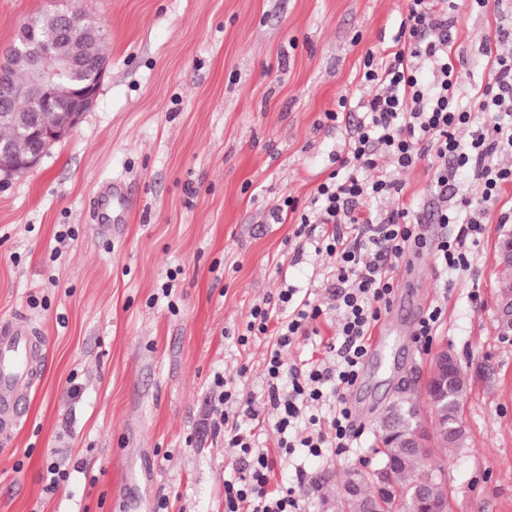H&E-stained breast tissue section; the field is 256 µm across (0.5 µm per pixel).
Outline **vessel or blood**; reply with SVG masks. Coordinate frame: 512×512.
I'll use <instances>...</instances> for the list:
<instances>
[{"instance_id": "1", "label": "vessel or blood", "mask_w": 512, "mask_h": 512, "mask_svg": "<svg viewBox=\"0 0 512 512\" xmlns=\"http://www.w3.org/2000/svg\"><path fill=\"white\" fill-rule=\"evenodd\" d=\"M44 351L25 320L0 327V441L9 442L23 416V404L33 389L37 375L34 365Z\"/></svg>"}]
</instances>
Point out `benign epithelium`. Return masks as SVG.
<instances>
[{"instance_id": "obj_1", "label": "benign epithelium", "mask_w": 512, "mask_h": 512, "mask_svg": "<svg viewBox=\"0 0 512 512\" xmlns=\"http://www.w3.org/2000/svg\"><path fill=\"white\" fill-rule=\"evenodd\" d=\"M51 4L52 8L46 14L52 16L68 39L87 34L83 26L84 19L68 7L67 0H51ZM12 54L22 58L27 81L21 85L0 84V115L11 116L18 111L26 113L21 120L20 132L29 139L30 150L26 156L16 157L7 146L0 143V174L5 177L23 175L35 168L50 149L73 130L82 116L95 105L101 81L109 65L107 60H86L74 52L70 44L63 43L53 51L56 68L46 69L42 64L43 51L34 45L31 28L26 23L19 29ZM80 71L91 72L90 81L84 84L70 82L71 76ZM56 106H64L70 113L66 124L50 129L40 127L37 114L43 109ZM496 258L501 268L512 270V235H506L499 241ZM498 321L500 334L511 336V293L500 297L498 301ZM458 363L456 354L449 350L437 355L434 394L448 392V370Z\"/></svg>"}]
</instances>
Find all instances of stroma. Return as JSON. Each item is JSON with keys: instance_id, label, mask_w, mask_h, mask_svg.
Returning <instances> with one entry per match:
<instances>
[{"instance_id": "obj_1", "label": "stroma", "mask_w": 512, "mask_h": 512, "mask_svg": "<svg viewBox=\"0 0 512 512\" xmlns=\"http://www.w3.org/2000/svg\"><path fill=\"white\" fill-rule=\"evenodd\" d=\"M107 36L109 67L95 106L40 164L0 181V325L28 319L46 340L41 384L10 444H0V512H224V480L239 466L207 420L215 372L244 396L263 394L266 341L239 344L251 308L277 288L309 290L324 309L317 336L290 359L324 357L338 330L325 290V255L299 263L284 199L306 202L336 169L347 135L326 120L365 90L367 51L394 35L408 0H73ZM49 0H0V55ZM464 79L487 78L479 46L488 17H457ZM122 183L129 212L112 237L98 227ZM75 230L57 241L60 225ZM489 220L470 267L443 274L423 252L395 271L386 314L444 315L429 346L391 334L352 394L369 410L352 454L307 458V512H326L325 489L374 468L375 426L404 389L423 385L435 355L490 359L496 379H471L461 406L467 440L443 468L453 512H512V337L501 338L499 238ZM176 280H169L170 271ZM170 297H163L164 285ZM47 297L34 308L30 296ZM80 388L70 396L69 382ZM276 414L246 420L261 447ZM70 473L44 492V462Z\"/></svg>"}]
</instances>
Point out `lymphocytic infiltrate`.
Returning a JSON list of instances; mask_svg holds the SVG:
<instances>
[{
    "label": "lymphocytic infiltrate",
    "instance_id": "lymphocytic-infiltrate-1",
    "mask_svg": "<svg viewBox=\"0 0 512 512\" xmlns=\"http://www.w3.org/2000/svg\"><path fill=\"white\" fill-rule=\"evenodd\" d=\"M512 0H410L409 14L391 50L367 51L361 82L371 89L357 108L337 169L320 183L307 210H300L294 237L331 259L329 282L339 328L329 346L334 365L308 359L287 365L285 354L323 308L301 289H280L276 302L250 310L248 335L271 343L265 358L264 401L277 414V454L258 447L242 420L255 416L254 401L230 389L215 373L210 429L234 448L237 478L224 483V512H305V473L300 456L339 455L364 433L348 400L369 341L397 289L393 270L413 251L431 248L443 270L470 266L467 248L507 190L512 189V54L497 27L480 53L489 69L485 82L463 81L454 45L463 7L503 18ZM468 129V141L457 137ZM427 162L429 189L437 204L420 214L404 191L401 172ZM480 185L479 195L460 187L462 176ZM425 224H455V237L428 243ZM296 463V480L272 485L279 462Z\"/></svg>",
    "mask_w": 512,
    "mask_h": 512
}]
</instances>
